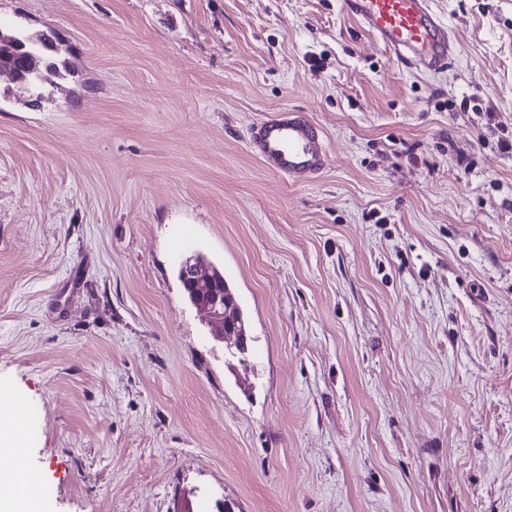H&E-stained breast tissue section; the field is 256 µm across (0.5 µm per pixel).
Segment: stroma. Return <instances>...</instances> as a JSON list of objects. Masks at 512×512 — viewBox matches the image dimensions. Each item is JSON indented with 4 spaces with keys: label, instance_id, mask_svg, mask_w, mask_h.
Returning a JSON list of instances; mask_svg holds the SVG:
<instances>
[{
    "label": "stroma",
    "instance_id": "obj_1",
    "mask_svg": "<svg viewBox=\"0 0 512 512\" xmlns=\"http://www.w3.org/2000/svg\"><path fill=\"white\" fill-rule=\"evenodd\" d=\"M402 69L341 0H0V391L42 512H512V0ZM305 112L312 182L248 145ZM202 253L251 338L210 334ZM1 31L2 29H0V64L2 61L10 60L12 57L18 59L13 50L19 49V44H24L39 60L40 67L52 66L56 72L60 71L57 59L54 57V54L57 52L53 51L50 47V43L54 45L52 39H50L51 35L42 32L36 34L34 37V35L2 31L4 38L3 41H1ZM34 55H27L23 57V59L28 61V59Z\"/></svg>",
    "mask_w": 512,
    "mask_h": 512
}]
</instances>
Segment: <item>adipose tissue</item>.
<instances>
[{
    "label": "adipose tissue",
    "mask_w": 512,
    "mask_h": 512,
    "mask_svg": "<svg viewBox=\"0 0 512 512\" xmlns=\"http://www.w3.org/2000/svg\"><path fill=\"white\" fill-rule=\"evenodd\" d=\"M21 413H14L11 420L0 422V456L14 458L15 463L0 468V512H33L38 503L36 478L20 460L23 445Z\"/></svg>",
    "instance_id": "ef3b65f1"
}]
</instances>
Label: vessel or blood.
<instances>
[{
  "instance_id": "b4317fda",
  "label": "vessel or blood",
  "mask_w": 512,
  "mask_h": 512,
  "mask_svg": "<svg viewBox=\"0 0 512 512\" xmlns=\"http://www.w3.org/2000/svg\"><path fill=\"white\" fill-rule=\"evenodd\" d=\"M343 6L405 69L436 73L452 64L456 36L433 0H343ZM249 147L268 168L293 180L314 179L328 164L316 125L291 111L255 123Z\"/></svg>"
}]
</instances>
